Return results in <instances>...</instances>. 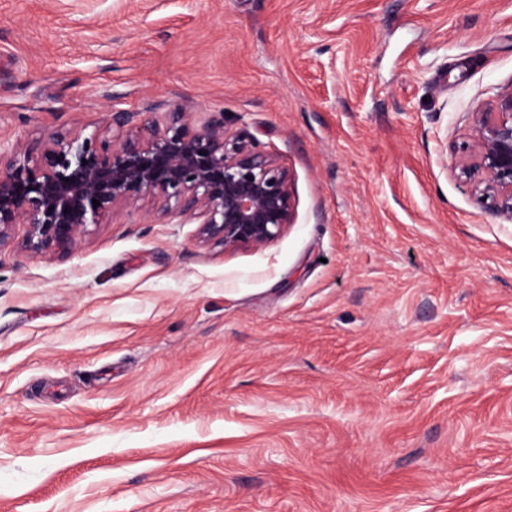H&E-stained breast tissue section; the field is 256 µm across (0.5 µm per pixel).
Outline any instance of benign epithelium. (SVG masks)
Here are the masks:
<instances>
[{
    "label": "benign epithelium",
    "instance_id": "benign-epithelium-1",
    "mask_svg": "<svg viewBox=\"0 0 512 512\" xmlns=\"http://www.w3.org/2000/svg\"><path fill=\"white\" fill-rule=\"evenodd\" d=\"M135 116L111 109L115 133L52 135L35 160L19 144L0 143V249L23 224L25 250H68L88 225L144 199L153 203L146 220H196L203 242L226 249L262 248L294 223L288 170L246 136L229 133L224 113L200 120L182 107L124 132ZM471 137L472 189L512 219V88L474 113Z\"/></svg>",
    "mask_w": 512,
    "mask_h": 512
}]
</instances>
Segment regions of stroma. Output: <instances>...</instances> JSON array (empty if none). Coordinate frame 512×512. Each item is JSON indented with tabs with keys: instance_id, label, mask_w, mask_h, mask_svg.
<instances>
[{
	"instance_id": "stroma-1",
	"label": "stroma",
	"mask_w": 512,
	"mask_h": 512,
	"mask_svg": "<svg viewBox=\"0 0 512 512\" xmlns=\"http://www.w3.org/2000/svg\"><path fill=\"white\" fill-rule=\"evenodd\" d=\"M512 0H0V142L191 106L279 157L259 249L0 251V512H512V219L461 172Z\"/></svg>"
}]
</instances>
